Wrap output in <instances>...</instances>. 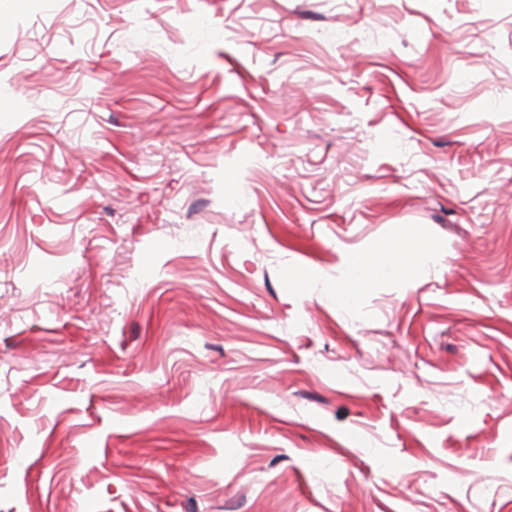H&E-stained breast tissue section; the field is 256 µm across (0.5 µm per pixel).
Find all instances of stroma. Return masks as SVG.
Wrapping results in <instances>:
<instances>
[{
  "mask_svg": "<svg viewBox=\"0 0 512 512\" xmlns=\"http://www.w3.org/2000/svg\"><path fill=\"white\" fill-rule=\"evenodd\" d=\"M0 512H512V0H0ZM420 265L419 256L402 241L384 242L373 257H359L351 261L346 279L336 286V300L342 305H349L359 288L380 279L409 283L415 279Z\"/></svg>",
  "mask_w": 512,
  "mask_h": 512,
  "instance_id": "obj_1",
  "label": "stroma"
}]
</instances>
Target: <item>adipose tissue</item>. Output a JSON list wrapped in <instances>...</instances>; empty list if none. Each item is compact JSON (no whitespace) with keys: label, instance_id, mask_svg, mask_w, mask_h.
I'll return each instance as SVG.
<instances>
[{"label":"adipose tissue","instance_id":"1","mask_svg":"<svg viewBox=\"0 0 512 512\" xmlns=\"http://www.w3.org/2000/svg\"><path fill=\"white\" fill-rule=\"evenodd\" d=\"M421 265L419 256L402 241L393 240L378 246L374 256L353 259L346 279L336 287V300L352 303L359 288L388 279L408 283L415 279Z\"/></svg>","mask_w":512,"mask_h":512}]
</instances>
